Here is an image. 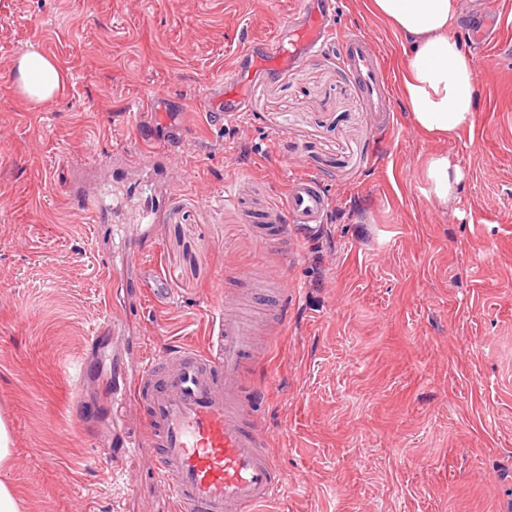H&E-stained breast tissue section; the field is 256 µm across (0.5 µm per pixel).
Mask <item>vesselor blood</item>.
<instances>
[{"label":"vessel or blood","mask_w":512,"mask_h":512,"mask_svg":"<svg viewBox=\"0 0 512 512\" xmlns=\"http://www.w3.org/2000/svg\"><path fill=\"white\" fill-rule=\"evenodd\" d=\"M335 34L327 0H300L272 38L248 40L236 55L232 78L202 97L210 124L240 122L252 84L273 77L281 62L307 59ZM342 55L372 111H388L382 63L365 39L346 36ZM327 208L315 178L292 179L275 220L263 224L268 243H286L294 229L312 231ZM245 305L236 313L217 311L207 347L171 345L141 360L138 376L112 394L114 402L141 410L143 445L155 452L154 470L172 512H257L286 487L249 416L251 390L243 373L261 360L252 341L258 319L272 308L286 315L288 306L272 304L263 288L252 289Z\"/></svg>","instance_id":"b4317fda"}]
</instances>
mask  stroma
I'll return each mask as SVG.
<instances>
[{"instance_id": "1", "label": "stroma", "mask_w": 512, "mask_h": 512, "mask_svg": "<svg viewBox=\"0 0 512 512\" xmlns=\"http://www.w3.org/2000/svg\"><path fill=\"white\" fill-rule=\"evenodd\" d=\"M368 4L337 0L335 26L383 60L390 112L330 48L220 128L203 92L296 0H0V416L21 512H170L109 392L139 355L205 343L254 280L291 296L247 374L288 482L273 512H512V0L461 4L477 108L448 140L413 127L400 38ZM493 12L497 41H467ZM33 46L67 77L43 105L14 76ZM157 96L166 111L136 120ZM439 153L463 173L445 210L424 193ZM299 176L329 199L322 227L269 247L250 219ZM144 262L169 306L142 292Z\"/></svg>"}]
</instances>
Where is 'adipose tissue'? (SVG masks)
<instances>
[{"label": "adipose tissue", "mask_w": 512, "mask_h": 512, "mask_svg": "<svg viewBox=\"0 0 512 512\" xmlns=\"http://www.w3.org/2000/svg\"><path fill=\"white\" fill-rule=\"evenodd\" d=\"M370 9L401 38L400 94L413 126L439 138L472 129L477 67L457 37L460 0H371ZM15 69L19 88L36 104L53 99L66 83L56 62L36 47L16 60ZM461 180L448 154L430 157L425 193L439 207L456 199Z\"/></svg>", "instance_id": "1"}]
</instances>
